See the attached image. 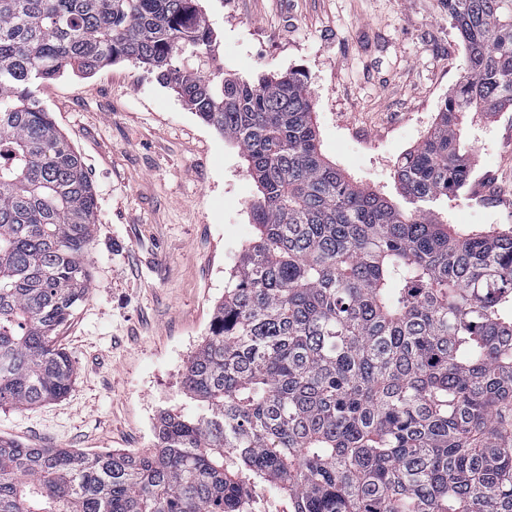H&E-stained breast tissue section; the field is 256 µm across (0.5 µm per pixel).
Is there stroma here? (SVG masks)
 <instances>
[{
  "label": "stroma",
  "mask_w": 512,
  "mask_h": 512,
  "mask_svg": "<svg viewBox=\"0 0 512 512\" xmlns=\"http://www.w3.org/2000/svg\"><path fill=\"white\" fill-rule=\"evenodd\" d=\"M224 70L309 76L323 154L395 197L393 169L464 74L444 0H200ZM97 201L91 286L58 341L76 376L61 399L0 409V435L35 448L145 451L160 412L190 413L180 366L205 339L224 283L256 236L238 148L148 67L121 61L44 83ZM467 184L449 224L512 228V107L470 112Z\"/></svg>",
  "instance_id": "stroma-1"
}]
</instances>
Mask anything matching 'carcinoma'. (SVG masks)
<instances>
[{
	"instance_id": "1",
	"label": "carcinoma",
	"mask_w": 512,
	"mask_h": 512,
	"mask_svg": "<svg viewBox=\"0 0 512 512\" xmlns=\"http://www.w3.org/2000/svg\"><path fill=\"white\" fill-rule=\"evenodd\" d=\"M464 75L399 160L414 210L322 155L306 72L211 66L198 0H0V408L63 397L96 199L38 92L145 64L247 162L257 235L144 453L0 437V512H512V231L430 204L468 182L465 112L512 106V0H445ZM261 512H291L292 505L285 495L274 491L266 484L257 482L253 489Z\"/></svg>"
}]
</instances>
